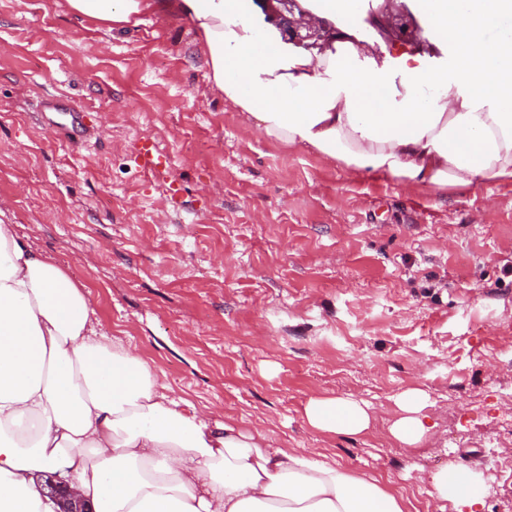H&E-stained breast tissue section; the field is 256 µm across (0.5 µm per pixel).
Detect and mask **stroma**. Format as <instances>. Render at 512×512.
<instances>
[{"instance_id": "35a3bbf8", "label": "stroma", "mask_w": 512, "mask_h": 512, "mask_svg": "<svg viewBox=\"0 0 512 512\" xmlns=\"http://www.w3.org/2000/svg\"><path fill=\"white\" fill-rule=\"evenodd\" d=\"M75 117L79 142L58 134ZM0 222L212 420L380 478L406 512H435L426 478L451 463L483 479L481 512H512V181L326 165L242 123L189 22L0 0ZM411 388L436 425L416 448L381 435ZM317 394L369 402L372 428L314 431Z\"/></svg>"}]
</instances>
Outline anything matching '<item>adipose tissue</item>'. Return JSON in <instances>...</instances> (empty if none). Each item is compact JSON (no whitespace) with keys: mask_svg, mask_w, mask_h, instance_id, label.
I'll return each mask as SVG.
<instances>
[{"mask_svg":"<svg viewBox=\"0 0 512 512\" xmlns=\"http://www.w3.org/2000/svg\"><path fill=\"white\" fill-rule=\"evenodd\" d=\"M109 30L189 21L212 88L269 141L405 186L512 180V0H418L444 63L392 56L365 0H66ZM110 339L91 292L0 223V512H56L37 475L95 512H404L373 476L275 448L233 417L212 422ZM388 428L407 448L433 427L424 391L397 397ZM308 425L356 436L370 406L311 397ZM430 496L479 512L485 484L462 465Z\"/></svg>","mask_w":512,"mask_h":512,"instance_id":"obj_1","label":"adipose tissue"}]
</instances>
